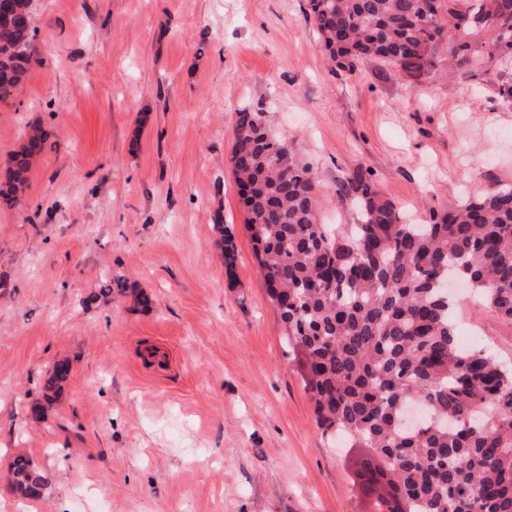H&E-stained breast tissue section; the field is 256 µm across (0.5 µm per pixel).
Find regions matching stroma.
<instances>
[{"instance_id": "1", "label": "stroma", "mask_w": 512, "mask_h": 512, "mask_svg": "<svg viewBox=\"0 0 512 512\" xmlns=\"http://www.w3.org/2000/svg\"><path fill=\"white\" fill-rule=\"evenodd\" d=\"M33 26L0 98V184L24 127L49 143L0 205V512L24 510L19 455L48 475L36 512H373L259 274L238 114L297 143L323 223H357L336 190L360 172L419 223L512 183V59L335 71L305 0H36ZM108 275L129 292L102 294ZM455 314L462 343L512 362V321L467 292ZM215 229L219 235V243L224 256L225 269L229 273L233 272L237 257V248L234 237L223 224H215Z\"/></svg>"}]
</instances>
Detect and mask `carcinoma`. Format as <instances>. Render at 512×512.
<instances>
[{
	"mask_svg": "<svg viewBox=\"0 0 512 512\" xmlns=\"http://www.w3.org/2000/svg\"><path fill=\"white\" fill-rule=\"evenodd\" d=\"M35 0H14L21 21L0 22V96L32 58ZM333 67L381 60L419 76L447 40L444 0H306ZM448 64L479 49L512 56V0H473L456 17ZM46 147L34 130L10 160L0 203H15ZM231 167L259 272L287 341L310 368L318 427L388 464L406 512H512V365L460 344L454 303L441 287L453 269L482 304L512 321V184L408 221L360 173L346 194L358 224L321 223L312 168L296 143L239 113ZM227 272L237 248L217 224ZM13 490L38 498L46 477L26 456L9 465Z\"/></svg>",
	"mask_w": 512,
	"mask_h": 512,
	"instance_id": "1",
	"label": "carcinoma"
}]
</instances>
